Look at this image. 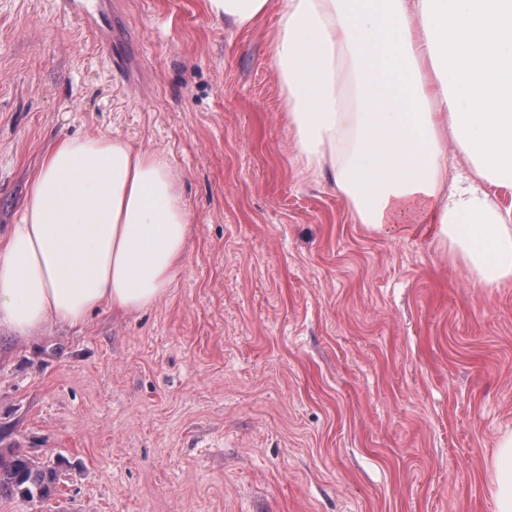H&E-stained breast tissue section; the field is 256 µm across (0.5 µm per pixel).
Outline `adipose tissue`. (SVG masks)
<instances>
[{"label":"adipose tissue","instance_id":"1","mask_svg":"<svg viewBox=\"0 0 512 512\" xmlns=\"http://www.w3.org/2000/svg\"><path fill=\"white\" fill-rule=\"evenodd\" d=\"M243 30L274 13L270 62L303 169L379 234L430 225L482 288L512 283V0H206ZM467 164L448 174V157ZM192 215L168 161L120 137H65L0 237V331L84 326L166 294ZM512 512V432L488 464Z\"/></svg>","mask_w":512,"mask_h":512}]
</instances>
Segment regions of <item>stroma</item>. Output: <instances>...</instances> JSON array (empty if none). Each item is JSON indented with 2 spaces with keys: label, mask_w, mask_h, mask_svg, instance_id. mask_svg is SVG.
<instances>
[{
  "label": "stroma",
  "mask_w": 512,
  "mask_h": 512,
  "mask_svg": "<svg viewBox=\"0 0 512 512\" xmlns=\"http://www.w3.org/2000/svg\"><path fill=\"white\" fill-rule=\"evenodd\" d=\"M0 0V233L44 153L100 132L163 153L192 217L167 294L80 329L0 332V446L59 469L0 512H496L512 431V286L430 232L379 235L302 170L269 65L274 16ZM60 2L63 12L79 21L85 28L101 35L105 34V29L108 28L109 24L107 17L98 15V18H96L89 14L85 7L73 2V0H60ZM489 491L497 512L512 511V432L501 435L488 463Z\"/></svg>",
  "instance_id": "obj_1"
}]
</instances>
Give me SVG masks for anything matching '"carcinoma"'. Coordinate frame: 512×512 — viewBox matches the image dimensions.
<instances>
[{
  "mask_svg": "<svg viewBox=\"0 0 512 512\" xmlns=\"http://www.w3.org/2000/svg\"><path fill=\"white\" fill-rule=\"evenodd\" d=\"M56 469L39 465L22 448H0V494L43 502L58 492Z\"/></svg>",
  "mask_w": 512,
  "mask_h": 512,
  "instance_id": "carcinoma-1",
  "label": "carcinoma"
}]
</instances>
